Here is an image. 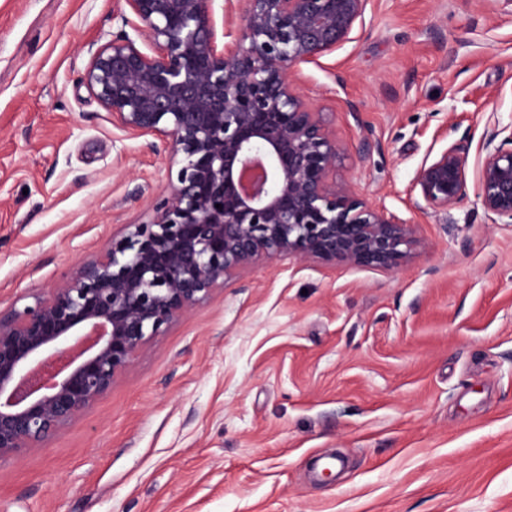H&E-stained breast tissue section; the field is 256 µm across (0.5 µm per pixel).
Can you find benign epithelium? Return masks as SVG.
Returning <instances> with one entry per match:
<instances>
[{
  "label": "benign epithelium",
  "mask_w": 512,
  "mask_h": 512,
  "mask_svg": "<svg viewBox=\"0 0 512 512\" xmlns=\"http://www.w3.org/2000/svg\"><path fill=\"white\" fill-rule=\"evenodd\" d=\"M210 0H125L149 43L123 32L91 52L84 81L132 135L170 148L176 183L34 303L0 313V462L37 448L93 406L137 355L211 291L259 262L394 271L414 224L336 179L342 152L298 90L300 66L363 25L369 0H246L218 45ZM475 195L512 224V123L491 116ZM467 146L447 145L413 181L446 211L467 196Z\"/></svg>",
  "instance_id": "benign-epithelium-1"
}]
</instances>
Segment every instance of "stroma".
Segmentation results:
<instances>
[{
    "label": "stroma",
    "mask_w": 512,
    "mask_h": 512,
    "mask_svg": "<svg viewBox=\"0 0 512 512\" xmlns=\"http://www.w3.org/2000/svg\"><path fill=\"white\" fill-rule=\"evenodd\" d=\"M124 7L0 0L1 311L169 190L166 144L113 126L83 81ZM299 86L336 132L337 178L411 221L421 248L392 272L241 271L0 464V512H512V224L474 195L443 214L411 189L426 157L512 122V0H370ZM336 455L335 481L313 473Z\"/></svg>",
    "instance_id": "stroma-1"
}]
</instances>
